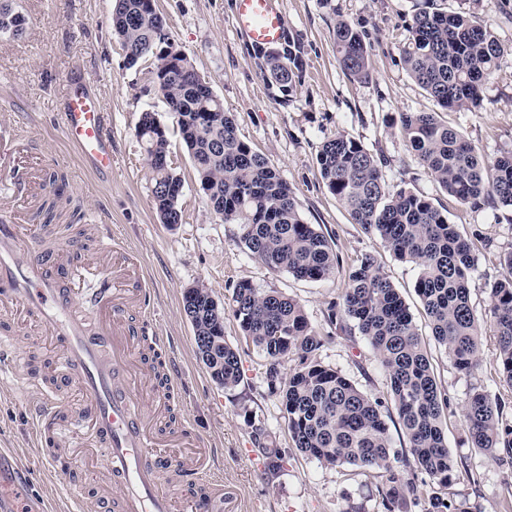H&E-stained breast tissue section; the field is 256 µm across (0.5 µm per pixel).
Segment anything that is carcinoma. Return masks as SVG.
<instances>
[{"instance_id": "carcinoma-1", "label": "carcinoma", "mask_w": 512, "mask_h": 512, "mask_svg": "<svg viewBox=\"0 0 512 512\" xmlns=\"http://www.w3.org/2000/svg\"><path fill=\"white\" fill-rule=\"evenodd\" d=\"M25 16L10 0H0V37L24 33ZM112 29L125 61L152 65L153 82L173 116L189 151L201 190L224 222L239 226L240 244L270 269L302 280H325L338 257L314 225L303 220L288 183L269 159L240 139L234 118L185 56L169 63L162 48L170 45L166 18L148 8L147 0H115ZM338 62L357 80H368L370 47L363 35L339 20L334 29ZM504 47L487 26L460 12H448L426 0L416 13L412 36L402 50L403 62L417 84L445 110L474 111L483 85L496 70ZM276 84L291 92L300 82V47L288 40L274 50L256 46ZM397 130L439 186L463 203L479 206L491 199L512 207V152L492 161L478 155L463 135L440 122L435 112H408ZM137 137L145 151L152 198L164 224H180L183 180L156 160L170 153L167 129L157 113L141 112ZM320 176L341 200L355 224L375 234L394 255L419 269L416 291L430 318L435 340L448 351L456 371L469 374L480 363L486 332L497 347V371L512 386V250L499 256L505 270L490 286L486 319L477 318L470 303L469 279L475 270L472 244L448 223V216L422 195L387 189L382 163L360 142L337 134L326 139L317 156ZM58 189L45 200L39 215L46 224L81 223L74 208L61 220ZM194 335L206 338L197 354L211 378L225 388L241 380L236 350L224 340V307L193 286L182 297ZM232 315L244 336L268 361L269 386L281 392L288 431L297 448L329 465L351 464L383 478L386 508L404 503L417 490L418 474L446 487L456 472L448 451L443 418L448 396L436 382L428 353L408 307L393 283L381 273L375 257L364 254L351 269L342 301L329 309L330 322L347 323L363 336L387 374L390 399L407 437L417 472L399 469L381 402L373 400L339 371L316 359L321 339L309 325L301 305L274 291L238 283ZM295 354L300 365L280 373V359ZM502 404L482 391L473 392L462 412L471 447L512 456V424L500 418Z\"/></svg>"}]
</instances>
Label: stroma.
<instances>
[{
  "mask_svg": "<svg viewBox=\"0 0 512 512\" xmlns=\"http://www.w3.org/2000/svg\"><path fill=\"white\" fill-rule=\"evenodd\" d=\"M235 0H158L170 41L209 82L237 125L239 137L264 154L295 194L306 223L333 247L338 266L321 281L300 280L274 271L239 243V227L217 218L199 188L193 161L175 131L150 62L127 67L112 31L113 0H15L27 19L21 37L0 38V125L19 141L36 145L63 173L74 203L111 218L112 232L143 257L156 322L169 341L163 370L174 387L168 403L176 421H188L204 440L224 481L225 512H386L382 480L356 466H328L296 447L284 418L281 396L268 385L263 354L243 336L233 316L224 318V339L240 355L243 375L231 389L212 380L199 359L192 326L182 305L186 288L202 285L229 304L235 285L250 282L300 303L324 344L316 358L341 371L362 392L381 400L393 448L408 443L389 396L380 360L358 331L336 329L328 319L340 301L350 268L366 253L398 289L431 361L450 414L444 426L448 449L460 466L452 484L441 487L427 476L402 512H425L433 497L466 504L472 512H505L512 499V462L469 447L462 410L473 390L503 402L504 421L512 424V387L496 371L493 340H485L479 367L458 373L432 335L416 292L418 268L399 260L380 240L354 224L345 205L326 187L316 157L322 143L337 134L383 155L390 192L427 196L449 223L476 244L477 265L469 283L471 305L486 316L489 285L500 278L499 252L512 249V209L461 203L439 187L398 135L405 112H438L487 160L512 151V0H438L441 8L463 12L490 27L505 46L498 67L483 89L475 111H439L435 101L410 77L401 49L411 35L424 0H279L286 33L298 43L304 69L290 95L264 78L265 62L234 21ZM344 20L370 47L371 77L350 78L336 57L334 28ZM86 85L108 115L112 134V175L100 178L67 143L60 126L61 101L69 81ZM156 112L168 130L170 151L184 188L179 199L182 223H161L155 209L148 166L135 127L142 111ZM18 351L32 352L30 367L44 388L66 406L80 393L60 384L47 337L26 329L14 337ZM32 388L16 375L0 372V448L15 449L34 477L31 492L48 506L75 496L87 512H112V485L103 448L92 450L88 468L49 475L41 451L30 438Z\"/></svg>",
  "mask_w": 512,
  "mask_h": 512,
  "instance_id": "obj_1",
  "label": "stroma"
}]
</instances>
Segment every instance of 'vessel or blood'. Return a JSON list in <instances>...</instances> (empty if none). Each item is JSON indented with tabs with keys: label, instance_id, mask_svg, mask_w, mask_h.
I'll return each instance as SVG.
<instances>
[{
	"label": "vessel or blood",
	"instance_id": "vessel-or-blood-1",
	"mask_svg": "<svg viewBox=\"0 0 512 512\" xmlns=\"http://www.w3.org/2000/svg\"><path fill=\"white\" fill-rule=\"evenodd\" d=\"M277 0H235V24L254 43L278 44L284 18ZM62 131L68 141L100 172L112 169V139L96 96L85 87L66 93L61 109ZM26 173L11 168L0 179V370L25 372L28 361L12 344L21 328L6 311L23 306L33 325L55 337L56 369L62 379L86 398L71 414L73 423L89 424L94 444L107 450V470L114 512H224V482L214 476L208 454L174 460L157 451L149 412L163 392H144L146 367L138 366L136 332L119 335L112 324L138 308L149 316V292L143 264L135 250L118 241L105 215L93 229L101 241L97 261L74 262L68 251L51 245L42 226L27 227L25 219L9 220L14 198L22 192ZM62 407L50 391L34 400L32 435L44 451L43 463L55 467L50 450L59 446ZM177 473L186 495H176L166 476ZM30 467L13 452L0 448V512H48L30 492Z\"/></svg>",
	"mask_w": 512,
	"mask_h": 512
}]
</instances>
